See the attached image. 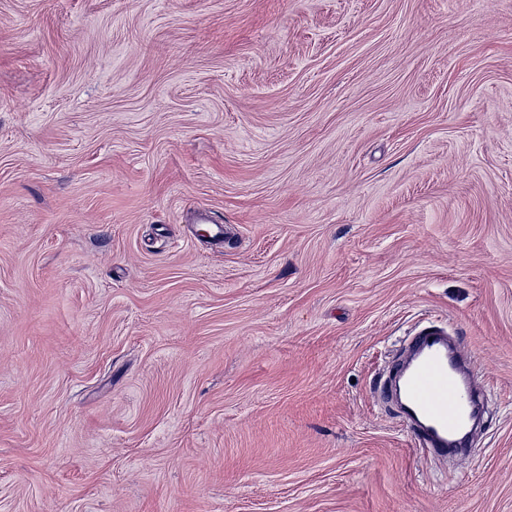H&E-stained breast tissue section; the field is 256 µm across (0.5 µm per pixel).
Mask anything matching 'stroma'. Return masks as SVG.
<instances>
[{
	"instance_id": "35a3bbf8",
	"label": "stroma",
	"mask_w": 512,
	"mask_h": 512,
	"mask_svg": "<svg viewBox=\"0 0 512 512\" xmlns=\"http://www.w3.org/2000/svg\"><path fill=\"white\" fill-rule=\"evenodd\" d=\"M0 512H512V0H0ZM471 361L460 341L451 342L447 327L429 322L408 337L389 366L394 380L383 384L379 401L396 398L401 421L424 456L465 462L463 448L482 398L469 382Z\"/></svg>"
}]
</instances>
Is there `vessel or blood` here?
Returning a JSON list of instances; mask_svg holds the SVG:
<instances>
[{
    "label": "vessel or blood",
    "mask_w": 512,
    "mask_h": 512,
    "mask_svg": "<svg viewBox=\"0 0 512 512\" xmlns=\"http://www.w3.org/2000/svg\"><path fill=\"white\" fill-rule=\"evenodd\" d=\"M471 361L462 343L451 342L447 327L430 322L408 337L389 366L392 382L381 387L379 399L397 401L400 418L424 456L465 458L481 402L469 381Z\"/></svg>",
    "instance_id": "b4317fda"
}]
</instances>
